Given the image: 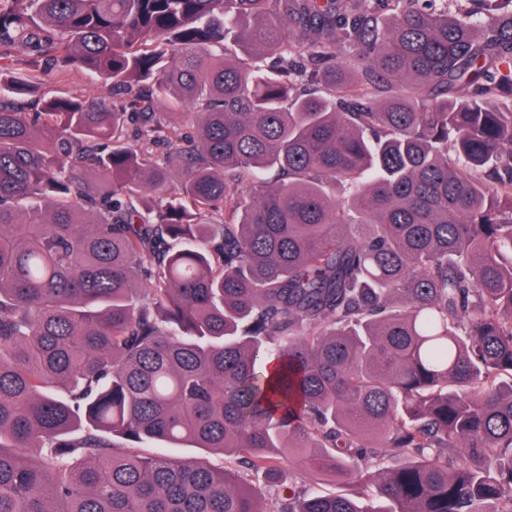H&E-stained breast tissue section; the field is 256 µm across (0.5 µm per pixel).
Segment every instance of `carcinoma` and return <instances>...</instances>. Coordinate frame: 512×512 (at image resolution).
<instances>
[{
	"mask_svg": "<svg viewBox=\"0 0 512 512\" xmlns=\"http://www.w3.org/2000/svg\"><path fill=\"white\" fill-rule=\"evenodd\" d=\"M374 2L0 0V512H504L512 0ZM50 88L60 96L97 94L96 83L76 67L58 68ZM280 469L281 480L279 485L275 488L268 487L262 476L253 478L262 489L264 495L263 506L266 512H278V491L292 485L315 487L327 493L336 492L348 494L352 492V486L336 479V475L333 473L307 470L294 459H288V461L282 462Z\"/></svg>",
	"mask_w": 512,
	"mask_h": 512,
	"instance_id": "cac0c4a2",
	"label": "carcinoma"
}]
</instances>
